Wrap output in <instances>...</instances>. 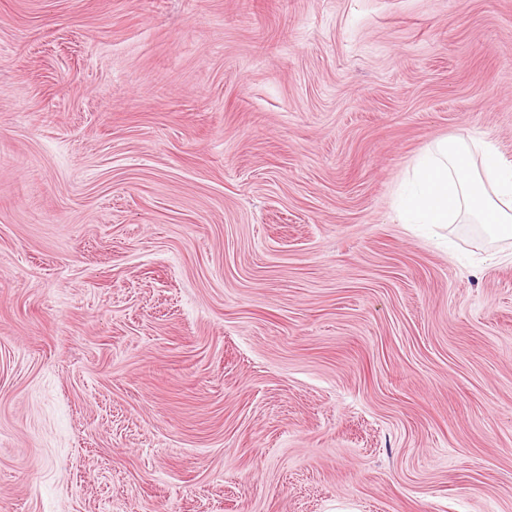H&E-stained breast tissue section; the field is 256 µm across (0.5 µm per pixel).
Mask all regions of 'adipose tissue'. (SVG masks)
<instances>
[{"instance_id": "obj_1", "label": "adipose tissue", "mask_w": 512, "mask_h": 512, "mask_svg": "<svg viewBox=\"0 0 512 512\" xmlns=\"http://www.w3.org/2000/svg\"><path fill=\"white\" fill-rule=\"evenodd\" d=\"M408 182L402 223L447 224L465 212L493 239H512V161L491 141H438L417 157Z\"/></svg>"}]
</instances>
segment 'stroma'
Wrapping results in <instances>:
<instances>
[{"label":"stroma","mask_w":512,"mask_h":512,"mask_svg":"<svg viewBox=\"0 0 512 512\" xmlns=\"http://www.w3.org/2000/svg\"><path fill=\"white\" fill-rule=\"evenodd\" d=\"M512 0H0V512H512ZM471 146L480 154L479 165ZM407 179L403 224H448L464 211L494 240L512 239V161L491 141H437L417 157Z\"/></svg>","instance_id":"stroma-1"}]
</instances>
